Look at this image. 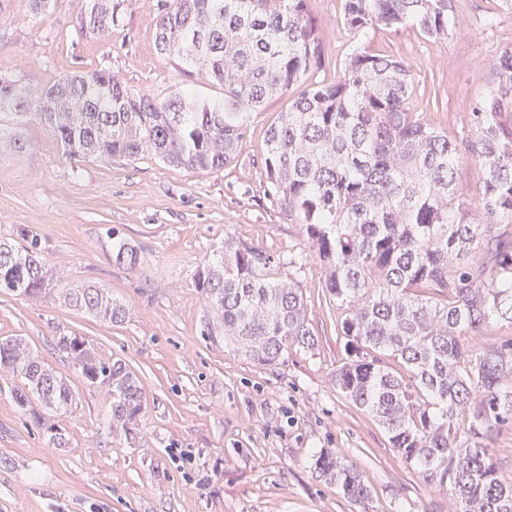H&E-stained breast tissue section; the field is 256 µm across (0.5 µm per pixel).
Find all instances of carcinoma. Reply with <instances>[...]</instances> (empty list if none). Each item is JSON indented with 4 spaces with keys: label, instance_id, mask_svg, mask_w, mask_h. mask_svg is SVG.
I'll use <instances>...</instances> for the list:
<instances>
[{
    "label": "carcinoma",
    "instance_id": "cac0c4a2",
    "mask_svg": "<svg viewBox=\"0 0 512 512\" xmlns=\"http://www.w3.org/2000/svg\"><path fill=\"white\" fill-rule=\"evenodd\" d=\"M123 5L85 0L78 34L110 32ZM343 13L358 34L412 26L442 41L454 30L452 0H343ZM320 40L309 0H160L157 52L187 77L205 74L223 101L188 92L159 100L106 69L60 75L35 92L0 75V122L39 119L69 157L153 155L211 173L234 160L246 114L293 92L266 131L265 172L269 192L306 237L307 256L323 269L322 288L344 312L337 328L348 358L334 386L379 418L401 457L448 491L454 512H512V484L501 482L483 448L512 420V342L470 344L491 322H512V238L491 234L495 224H512V127L499 122L512 112V49L493 62L495 84L474 112L475 140L459 141L411 111V66L366 46L353 50L339 80L303 85ZM464 151L485 171L476 208L459 181ZM19 237L0 239V292L29 299L53 292L69 306L124 321V306L101 288L51 286L41 238L27 229ZM476 249L479 264L466 260ZM112 258L133 269L138 252L120 243ZM279 265L261 245L224 239V252L196 273L206 304L202 335L236 341L261 365L314 348L301 288L275 277ZM58 344L90 383L111 388L112 424L136 423L144 394L125 365L95 360L75 336ZM0 370L24 378L48 406L72 403L69 386L19 338L0 339ZM314 467L347 499H369L341 457L323 452Z\"/></svg>",
    "mask_w": 512,
    "mask_h": 512
}]
</instances>
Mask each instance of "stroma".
Listing matches in <instances>:
<instances>
[{"label": "stroma", "instance_id": "35a3bbf8", "mask_svg": "<svg viewBox=\"0 0 512 512\" xmlns=\"http://www.w3.org/2000/svg\"><path fill=\"white\" fill-rule=\"evenodd\" d=\"M81 5L52 0L35 15L26 0H0V73L35 89L103 67L161 99L187 86L196 98L223 100L218 86L183 79L158 54L157 0H125L111 33L92 40L74 30ZM342 5L310 0L322 64L308 83L336 79L363 41L412 64L420 84L412 111L449 135L474 138L473 113L495 76L474 83L469 68L512 48V13L499 0H453L460 29L433 42L409 26L353 33ZM287 104L274 97L248 113L235 161L214 173L150 156L131 164L73 159L34 120L18 128L25 149H0V237L36 232L58 285L106 289L127 310L113 324L51 296L0 292V338L24 339L73 393L64 409L35 396L22 407L14 393L24 379L0 372V512H451L447 494L427 487L378 420L331 381L345 356L336 330L343 312L325 297L316 261L288 266L302 237L267 190L266 131ZM116 237L135 246L136 268L113 261ZM228 237L280 256L279 277L302 289L314 349L262 366L236 343L202 336L206 307L195 273ZM62 336L137 376L145 405L133 434L113 427L109 390L85 379L59 349ZM323 451L357 468L367 502L319 477L313 459Z\"/></svg>", "mask_w": 512, "mask_h": 512}]
</instances>
